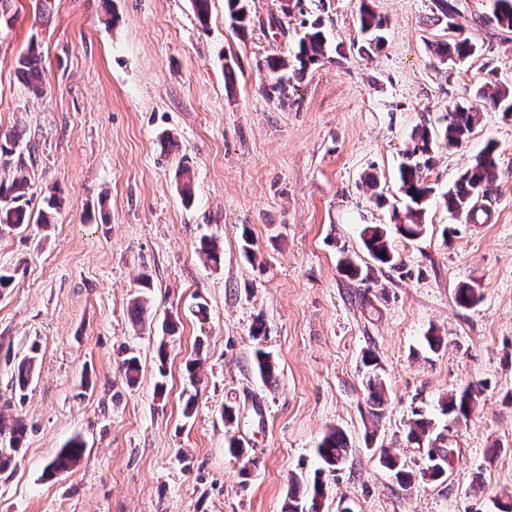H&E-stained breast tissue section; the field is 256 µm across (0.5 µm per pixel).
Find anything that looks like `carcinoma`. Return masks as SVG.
Wrapping results in <instances>:
<instances>
[{"label": "carcinoma", "mask_w": 512, "mask_h": 512, "mask_svg": "<svg viewBox=\"0 0 512 512\" xmlns=\"http://www.w3.org/2000/svg\"><path fill=\"white\" fill-rule=\"evenodd\" d=\"M225 8L230 18L236 22V28L243 30L249 22L246 0H225ZM493 21L502 29H512V0H492ZM384 23L381 17L368 7L362 8L360 15V32L370 35V42L380 44L383 39L381 31ZM475 53V45L469 38H456L451 42H440L435 47V56L445 64L462 63ZM326 58L325 36L321 23L315 22L299 39L292 59L274 56L266 60L268 84L264 86L265 95L273 100L283 101L288 98V89L295 79L304 77L314 65ZM18 78L28 91L39 94L43 91L42 55L37 44L31 42L20 52L15 61ZM476 104L455 106L452 118L445 129L436 134L428 125L417 127L410 138V144L404 152V160L399 167V190L405 198L403 210L393 211L394 228L406 239L419 237L425 230L423 219L428 198L434 188L426 180V171L433 164L438 141L448 147H458L466 143L479 123L480 114L485 109H493L512 117V89L503 87L495 81H489L475 92ZM21 135L16 132L0 136V169L12 172L8 180H0V231H12L35 220L39 224L51 223L49 213L43 212L33 218L28 211L29 200L26 199L32 188L34 176L26 167L24 148L20 146ZM497 146L489 141L475 156L474 163L464 171L454 185L442 194L448 213L462 215L469 224H484L490 219L489 210L479 204L486 196L491 184L497 179ZM364 246L371 258L380 266L398 268L402 265L399 255L392 247L388 230L380 225H367L362 229ZM197 252L207 260L217 264L221 260V248L212 238L200 240ZM483 299L480 289L469 284H460L455 289L456 303L465 308L478 305ZM37 346L30 347L17 365L16 384L19 391H24L30 384L36 360ZM255 360L261 379L270 383L275 378V366L269 353L261 348L255 351ZM368 363L372 372L366 381L372 404L379 407L383 403V384L377 373V357L368 353ZM121 369L128 382L138 379L140 362L134 355L122 359ZM476 403L475 393L467 389L458 396H453L443 403L448 415L467 417ZM406 437L419 445L425 443L428 465L415 475L398 469V463L388 453L380 455V463L397 470L401 482L411 485L416 477L436 480L446 474L451 463L453 448L445 443H437L431 437L432 423L420 411L412 412V418L406 424ZM25 426L21 419L6 424L0 419V470L17 465L21 451V440ZM85 443L81 436L72 437L60 452L49 460L45 466L48 474L66 472L82 459ZM317 455L331 471L343 465L349 455L346 436L338 429L324 434L319 441ZM323 496L322 483L316 481L312 496L303 500L296 491L288 493V502L284 512H318L319 498Z\"/></svg>", "instance_id": "obj_1"}]
</instances>
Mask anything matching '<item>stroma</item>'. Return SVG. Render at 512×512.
Masks as SVG:
<instances>
[{"label":"stroma","mask_w":512,"mask_h":512,"mask_svg":"<svg viewBox=\"0 0 512 512\" xmlns=\"http://www.w3.org/2000/svg\"><path fill=\"white\" fill-rule=\"evenodd\" d=\"M364 5L388 22L374 50L362 47ZM247 9L242 32L224 0H210L204 23L192 0H10L0 18V133L23 131L30 146V210L52 193L61 200L54 224L0 234V266L16 271L0 290V418L27 427L18 467L0 473V512H282L293 476L301 494L322 481L319 512L343 502L354 512H504L512 117L483 112L466 144L438 149L425 232L392 239L401 268L372 267L358 281L338 264L347 256L371 266L361 230L390 224L401 207L398 167L413 129H441L485 81L512 87V31L492 21L490 0H458L454 30L437 0H247ZM318 20L324 62L287 104L268 99L265 60L293 54ZM457 35L475 55L438 63L432 43ZM31 41L42 53L39 97L14 68ZM489 141L498 179L481 203L491 217L468 224L439 194ZM184 166L195 180L188 203L175 182ZM205 235L222 248L219 266L196 252ZM461 283L480 288L482 302L459 307ZM143 293L150 304L137 327L128 310ZM200 303L207 319L194 313ZM170 320L172 334L162 329ZM34 344L22 393L14 366ZM259 348L276 364L275 382L255 370ZM127 349L141 362L133 387L120 368ZM369 351L387 388L378 419L365 387ZM195 357L191 379L185 363ZM471 387L481 393L469 417L443 412L442 399ZM417 409L454 457L439 480L407 487L379 456L425 467L424 449L404 436ZM332 428L351 451L328 472L316 446ZM76 435L83 460L46 474ZM232 438L249 464L229 455Z\"/></svg>","instance_id":"stroma-1"}]
</instances>
